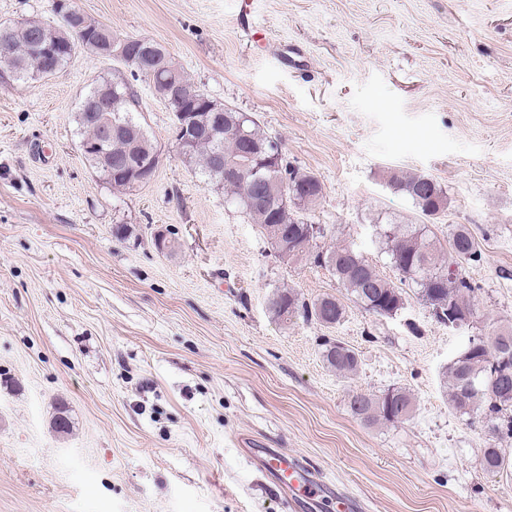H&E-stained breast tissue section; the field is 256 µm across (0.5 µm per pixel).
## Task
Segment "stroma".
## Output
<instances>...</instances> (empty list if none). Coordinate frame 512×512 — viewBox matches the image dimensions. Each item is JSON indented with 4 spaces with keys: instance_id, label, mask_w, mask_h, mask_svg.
<instances>
[{
    "instance_id": "35a3bbf8",
    "label": "stroma",
    "mask_w": 512,
    "mask_h": 512,
    "mask_svg": "<svg viewBox=\"0 0 512 512\" xmlns=\"http://www.w3.org/2000/svg\"><path fill=\"white\" fill-rule=\"evenodd\" d=\"M122 36L148 37L210 97L251 114L285 160L323 185L309 224L398 281L380 224L417 222L391 170L448 194L440 242L465 225L480 261L478 316L440 324L414 291L365 312L327 270L281 260L171 140L172 114L137 80L161 149L124 195L79 150V103L121 62L85 53L48 80L0 81V512H512V437L449 405L443 372L473 336L512 325V0H77ZM264 40H247V27ZM304 65H283L282 46ZM131 235L116 239L112 227ZM175 253L153 246L158 232ZM331 295L325 327L274 319L279 288ZM352 348L355 375L321 342ZM411 392L397 423L353 417L349 395ZM72 421L58 434L59 410ZM508 468L485 473L484 449ZM296 455L328 483L295 506L257 451ZM323 361L341 375H351L357 371L358 359L353 350L341 342L325 339L321 344Z\"/></svg>"
}]
</instances>
